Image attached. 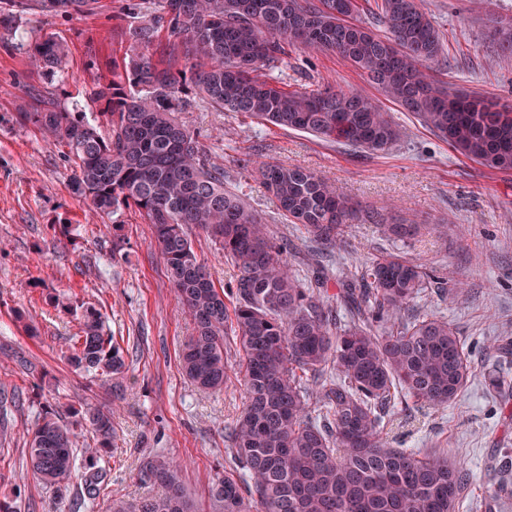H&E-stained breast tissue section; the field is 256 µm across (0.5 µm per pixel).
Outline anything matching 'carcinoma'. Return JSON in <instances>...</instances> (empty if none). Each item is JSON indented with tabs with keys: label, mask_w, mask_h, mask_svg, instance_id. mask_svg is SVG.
Returning <instances> with one entry per match:
<instances>
[{
	"label": "carcinoma",
	"mask_w": 512,
	"mask_h": 512,
	"mask_svg": "<svg viewBox=\"0 0 512 512\" xmlns=\"http://www.w3.org/2000/svg\"><path fill=\"white\" fill-rule=\"evenodd\" d=\"M360 0H142L148 19L124 30L131 54L112 83L98 91L104 107L90 120L35 94L36 108L10 122L32 126L53 145L68 148V188L100 216L135 209L153 225L155 241L179 302L195 332L183 344L180 365L200 390L221 391L228 378L224 352L226 300H231L245 392L232 428L229 454L239 477L211 485L214 512H458L464 477L441 453L420 458L389 446L386 417L400 395L430 408L451 405L473 376L464 344L448 322L402 321L410 303L428 290L427 265L392 254L353 275L304 282L287 260L288 241L240 195L224 185V167L179 118L194 100L217 112H236L326 141L383 151L400 129L375 99L327 86L286 89L263 71L288 51L333 52L367 75L382 95L415 115L461 155L498 171L512 170V107L448 91L426 73L443 53V40L418 0H380L383 38L352 23ZM91 0H39L50 14L91 9ZM24 0H4L0 25L25 11ZM67 48L53 35L29 45L33 66L65 80ZM184 67H177L179 58ZM279 210L320 250L337 247L346 228L371 221L402 242L419 224H387L315 172L247 161ZM198 231L224 252L233 269L218 287L194 250ZM80 315L69 337L75 369L101 376L124 391V350L92 305L69 301ZM323 419L309 410L308 382L326 369ZM88 432L95 450L77 463L75 446ZM112 415L88 406L64 416L38 414L28 442L30 469L63 495L84 480L89 508L97 507L103 471L98 451L112 447ZM181 461L158 455L140 478L165 488L135 502L113 499L106 512H195L179 474Z\"/></svg>",
	"instance_id": "1"
}]
</instances>
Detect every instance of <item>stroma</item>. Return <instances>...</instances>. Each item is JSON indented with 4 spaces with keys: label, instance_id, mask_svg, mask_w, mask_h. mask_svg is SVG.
I'll return each instance as SVG.
<instances>
[{
    "label": "stroma",
    "instance_id": "stroma-1",
    "mask_svg": "<svg viewBox=\"0 0 512 512\" xmlns=\"http://www.w3.org/2000/svg\"><path fill=\"white\" fill-rule=\"evenodd\" d=\"M135 2L96 0L90 11L51 15L28 0L12 27L0 26V388L18 389L26 399L12 418L8 447L0 449V498L12 500L16 512H72L83 491L76 481L61 498L31 475L28 441L43 408H113L104 499L159 493L139 472L148 458L164 453L184 458L187 494L197 512H212L213 478L236 471L228 449L244 401L240 379L231 375L223 392L212 394L183 375L179 354L193 324L171 287L151 225L138 211H125L126 245L123 254L113 255L109 219L94 215L68 190L64 147L47 144L35 128L6 121L30 110L38 90L62 107L99 112L95 93L111 82L113 63L129 51L123 31ZM421 7L444 42L430 74L450 90L512 104V43L493 34L497 27L512 30V0H421ZM44 35L68 48L65 83L48 82L29 61L25 43ZM273 74L293 89L354 88L380 99L402 135L389 149L371 152L234 112L193 106L180 118L223 166L225 185L248 200L271 235L295 245L292 264L301 263L307 244L242 167L245 155L315 171L388 223L426 225L425 234L406 246L371 222L353 224L329 267L342 277L375 256L394 253L434 269L437 288L417 298L404 318L436 315L448 321L465 342L474 374L447 408L434 410L410 397L396 404L389 436L395 447L423 456L447 451L466 476L460 512H512V493L488 498L498 486H512V397L495 398L485 386L492 372L512 379V353L495 347L496 340L512 338V171H492L460 155L414 115L381 99L338 54L295 49ZM59 222L72 227L70 240L62 243L51 231ZM74 293L99 309L122 341L127 372L121 399L66 359L67 338L76 327L61 304ZM22 315L34 321L37 335L24 330ZM22 357L35 374L19 365Z\"/></svg>",
    "mask_w": 512,
    "mask_h": 512
}]
</instances>
